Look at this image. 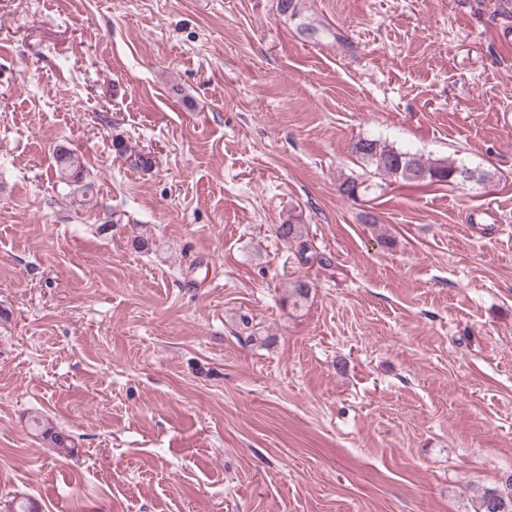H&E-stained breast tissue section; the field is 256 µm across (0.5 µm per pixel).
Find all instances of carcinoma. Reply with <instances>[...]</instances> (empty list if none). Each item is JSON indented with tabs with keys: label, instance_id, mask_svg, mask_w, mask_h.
<instances>
[{
	"label": "carcinoma",
	"instance_id": "1",
	"mask_svg": "<svg viewBox=\"0 0 512 512\" xmlns=\"http://www.w3.org/2000/svg\"><path fill=\"white\" fill-rule=\"evenodd\" d=\"M352 153L375 168L384 176L398 179L406 184H415L422 180L429 184L452 183L466 175L471 179L474 172L445 159L431 160L417 153L399 150L375 139H359L352 145ZM55 171L59 181L77 186L82 203L93 202L92 183L85 181V169L81 157L69 150L60 149L54 156ZM278 237L285 243L298 245L297 254L302 263L310 262L307 256L309 244L305 227L291 222L278 227ZM32 428L44 440L59 452L70 455L74 452L75 442L70 435L58 431L39 416L30 419ZM479 512H512V494L503 496L494 490H487L480 497Z\"/></svg>",
	"mask_w": 512,
	"mask_h": 512
}]
</instances>
